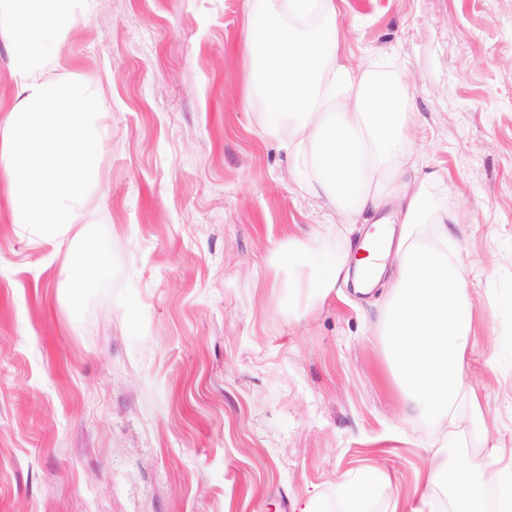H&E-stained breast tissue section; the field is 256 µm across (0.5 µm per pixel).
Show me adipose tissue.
Wrapping results in <instances>:
<instances>
[{
	"label": "adipose tissue",
	"mask_w": 512,
	"mask_h": 512,
	"mask_svg": "<svg viewBox=\"0 0 512 512\" xmlns=\"http://www.w3.org/2000/svg\"><path fill=\"white\" fill-rule=\"evenodd\" d=\"M93 0H0V39L11 46L17 88L0 109V191L19 234L40 243L68 233L97 184L104 101L79 80L59 88L46 76L76 19ZM338 0H255L246 21L249 83L244 105L261 99L265 134L278 137L309 193L341 223L380 213L387 235L374 247L347 245L325 274L306 272L319 237L289 238L274 253L292 280L324 295L353 284L385 288L380 329L388 372L416 417L435 426L440 449L411 512H512V448L500 447L467 383L474 331L470 292L446 178L422 171L402 75L355 66L344 54ZM482 457L462 453L464 439Z\"/></svg>",
	"instance_id": "1"
}]
</instances>
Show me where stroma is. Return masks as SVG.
Returning a JSON list of instances; mask_svg holds the SVG:
<instances>
[{
    "label": "stroma",
    "mask_w": 512,
    "mask_h": 512,
    "mask_svg": "<svg viewBox=\"0 0 512 512\" xmlns=\"http://www.w3.org/2000/svg\"><path fill=\"white\" fill-rule=\"evenodd\" d=\"M246 0H95L47 76L106 102L103 194L66 236L22 238L0 193V512H296L386 474L414 499L432 429L392 385L382 289L317 298L271 251L364 224L303 190L243 107ZM354 63L404 73L424 170L451 175L476 317L468 380L512 448V0H343ZM91 288L61 286L76 246Z\"/></svg>",
    "instance_id": "1"
}]
</instances>
